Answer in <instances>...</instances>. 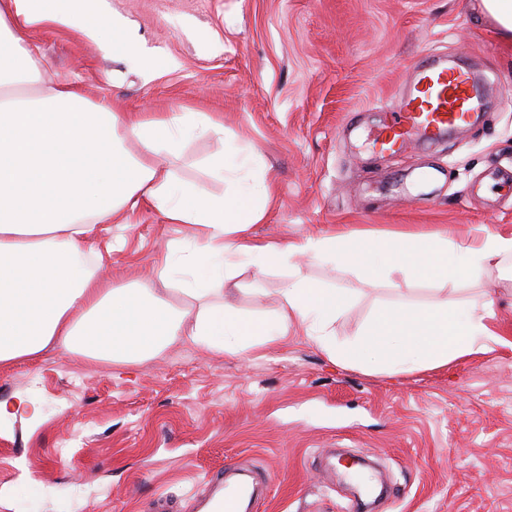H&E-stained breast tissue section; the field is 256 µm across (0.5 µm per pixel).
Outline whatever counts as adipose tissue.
Instances as JSON below:
<instances>
[{
  "label": "adipose tissue",
  "mask_w": 512,
  "mask_h": 512,
  "mask_svg": "<svg viewBox=\"0 0 512 512\" xmlns=\"http://www.w3.org/2000/svg\"><path fill=\"white\" fill-rule=\"evenodd\" d=\"M94 0H0V371L51 352L94 359L143 362L180 341L205 352H245L254 340L270 341L299 324L337 364L368 362L415 371L448 365L487 352L502 338L488 326L494 294L456 317L447 305L407 303L379 313L354 345L332 341L339 294L304 280L281 290L280 307L253 322L234 308L208 302L213 286L231 276L229 259L246 256L257 268L313 256L335 258L362 274L375 253L416 280L481 278L512 256V235L478 227L472 239L395 234L371 241L355 234L307 238L288 249L246 237L270 201V188L255 177L229 197H204L164 167L195 136L223 137L224 122L195 112L145 118L94 103L70 84L42 92L38 60L17 20L50 22L81 31L100 49L131 52L120 35H107ZM135 138L147 150L124 148ZM151 202L170 223L202 233L171 255L168 272L186 274V291L203 299L196 314L174 308L151 284L113 287L86 263L107 224H122L129 208ZM237 238H227L228 230Z\"/></svg>",
  "instance_id": "obj_1"
}]
</instances>
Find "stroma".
Masks as SVG:
<instances>
[{"label":"stroma","mask_w":512,"mask_h":512,"mask_svg":"<svg viewBox=\"0 0 512 512\" xmlns=\"http://www.w3.org/2000/svg\"><path fill=\"white\" fill-rule=\"evenodd\" d=\"M120 19L132 54L107 55L81 32L27 27L46 90L66 81L120 111L199 112L224 137L188 141L163 162L204 195L239 183L205 167L212 155L256 156L272 198L247 236L288 246L341 232L373 239L474 225L512 234V45L479 0H98ZM473 66L486 83L484 122L396 153L372 145L409 66L428 53ZM158 65L144 71L141 58ZM184 225L142 204L100 233L98 269L113 286L142 279L176 308L197 300L160 271ZM343 294L337 344L355 342L397 303L466 310L494 290L490 323L504 344L447 366L370 372L333 364L301 326L242 354L172 346L142 363L50 353L0 372V403L34 391L39 414L0 422V512H194L229 467L266 478L255 512H348L356 488L325 466L335 449L376 461L391 488L377 512H512V282L412 280L376 257L365 277L301 259L260 271L236 260L224 302L271 317L285 281Z\"/></svg>","instance_id":"1"}]
</instances>
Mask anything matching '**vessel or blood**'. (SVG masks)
I'll return each instance as SVG.
<instances>
[{
	"mask_svg": "<svg viewBox=\"0 0 512 512\" xmlns=\"http://www.w3.org/2000/svg\"><path fill=\"white\" fill-rule=\"evenodd\" d=\"M484 101L473 73L452 67L443 54H431L417 64L411 80L389 105L391 124L378 136L382 150L391 151L399 140L416 132L430 138L450 133L483 111ZM250 489L242 483L225 484L222 494L212 496V512H248Z\"/></svg>",
	"mask_w": 512,
	"mask_h": 512,
	"instance_id": "1",
	"label": "vessel or blood"
}]
</instances>
